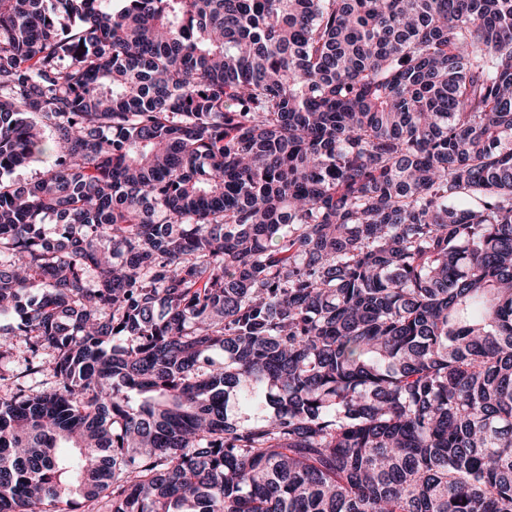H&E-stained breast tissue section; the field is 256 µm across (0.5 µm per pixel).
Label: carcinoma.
Listing matches in <instances>:
<instances>
[{
    "label": "carcinoma",
    "mask_w": 512,
    "mask_h": 512,
    "mask_svg": "<svg viewBox=\"0 0 512 512\" xmlns=\"http://www.w3.org/2000/svg\"><path fill=\"white\" fill-rule=\"evenodd\" d=\"M49 157L0 512H512V0H0Z\"/></svg>",
    "instance_id": "cac0c4a2"
}]
</instances>
